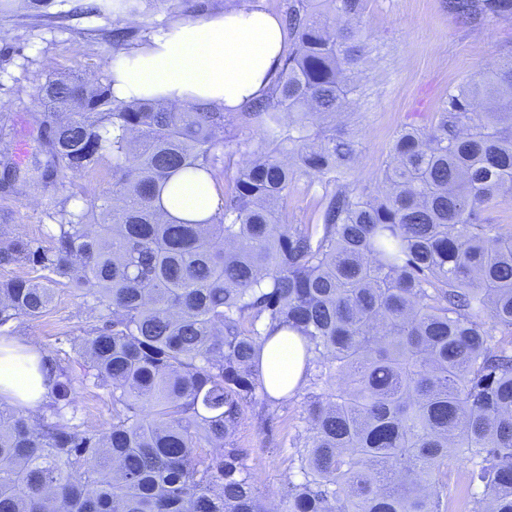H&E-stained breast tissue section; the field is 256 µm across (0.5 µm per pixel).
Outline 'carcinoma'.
<instances>
[{"instance_id": "carcinoma-1", "label": "carcinoma", "mask_w": 512, "mask_h": 512, "mask_svg": "<svg viewBox=\"0 0 512 512\" xmlns=\"http://www.w3.org/2000/svg\"><path fill=\"white\" fill-rule=\"evenodd\" d=\"M448 8L495 17L512 0ZM359 10L288 0V54L247 113L260 137L237 142L251 159L206 218L171 215L163 192L224 168L223 107L121 101L79 75L39 87L40 184L110 157L112 188L56 212L45 240L0 224V268L41 271L0 280V328L41 317L64 280L81 290L91 316L73 349L111 423L68 418L62 366L41 416L1 402L0 512H269L237 432L275 401L260 355L288 331L307 393L277 512H448L452 453L470 465L465 512H512V231L485 218L512 194V60L399 133L382 196L334 193L319 229L283 220L299 177L354 159L352 141L310 127L356 89Z\"/></svg>"}]
</instances>
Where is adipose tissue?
Wrapping results in <instances>:
<instances>
[{
    "label": "adipose tissue",
    "mask_w": 512,
    "mask_h": 512,
    "mask_svg": "<svg viewBox=\"0 0 512 512\" xmlns=\"http://www.w3.org/2000/svg\"><path fill=\"white\" fill-rule=\"evenodd\" d=\"M287 45L279 16L264 10L232 8L207 20H180L120 57L112 67V93L120 100L145 97L177 106L217 103L237 112L263 97ZM218 205L217 189L208 180L183 184L166 208L175 216L200 217ZM42 360L35 343L17 347L0 341V401L42 412L49 393ZM262 366L266 379L296 387L302 376L300 337L276 335L263 350Z\"/></svg>",
    "instance_id": "ef3b65f1"
}]
</instances>
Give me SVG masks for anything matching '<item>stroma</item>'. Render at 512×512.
<instances>
[{"label":"stroma","instance_id":"stroma-1","mask_svg":"<svg viewBox=\"0 0 512 512\" xmlns=\"http://www.w3.org/2000/svg\"><path fill=\"white\" fill-rule=\"evenodd\" d=\"M83 2L55 0L41 11L15 5L0 11V125L7 131L0 145L10 157L23 146L20 164L28 169L16 179L13 193L0 198V224L27 238H45L50 209L86 208L112 183V164L106 161L96 176L67 175L63 190L32 188L37 174L30 166L40 153L36 120L43 111L38 85L68 73L108 83L116 58L113 29H126L135 49L162 26L185 17H215L235 0H142L136 14L97 16L83 14ZM359 21L368 41L357 89L336 119L312 128L316 134L333 129L352 140L356 157L324 179L300 178L288 195L287 223H317L326 195L339 190L380 193L396 135L430 127L457 86L512 58V15L464 22L449 13L448 0H361ZM89 316L80 291L61 285L50 311L14 322L11 338L36 340L48 359L68 365L77 422L104 430L111 422L106 395L85 381L81 360L69 344ZM302 406V396H289L272 406L270 426L251 417L239 433L240 445L253 451L250 464L258 486L274 504L286 485L289 441Z\"/></svg>","mask_w":512,"mask_h":512}]
</instances>
